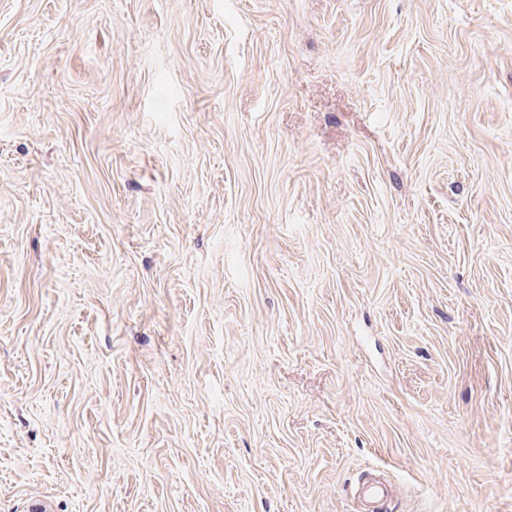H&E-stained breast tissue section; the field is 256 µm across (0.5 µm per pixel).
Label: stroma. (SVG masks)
<instances>
[{
	"label": "stroma",
	"instance_id": "1",
	"mask_svg": "<svg viewBox=\"0 0 512 512\" xmlns=\"http://www.w3.org/2000/svg\"><path fill=\"white\" fill-rule=\"evenodd\" d=\"M512 512V0H0V512Z\"/></svg>",
	"mask_w": 512,
	"mask_h": 512
}]
</instances>
